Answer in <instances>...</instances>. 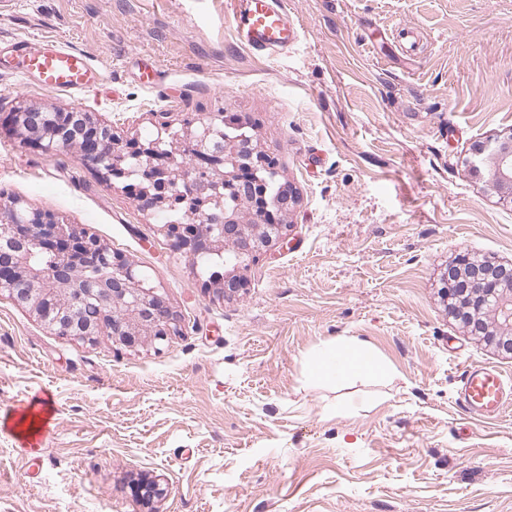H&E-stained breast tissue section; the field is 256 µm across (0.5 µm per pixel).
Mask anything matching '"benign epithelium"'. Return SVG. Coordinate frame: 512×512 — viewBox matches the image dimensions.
<instances>
[{"mask_svg":"<svg viewBox=\"0 0 512 512\" xmlns=\"http://www.w3.org/2000/svg\"><path fill=\"white\" fill-rule=\"evenodd\" d=\"M84 122V138L96 143L87 147L81 158L112 177V167L97 147L102 131L92 116L79 113ZM59 115L35 112L21 106L0 120V129L24 136L35 147L48 150L68 149L69 136L56 130ZM199 132L187 129L168 143L166 154L194 155L201 169L210 173L211 188L219 197H234L245 202L256 216L251 224L242 220L241 208L224 210V223L201 222L187 231H162L174 239L178 251L196 256L221 254L231 248L237 254L234 268L219 282L222 295H231L245 284L241 271L249 262L267 255L288 242L290 225L283 217L298 202L296 192L287 182L280 184L273 201L258 191L257 173L274 164V159L256 148L248 163L241 162L236 141H226L224 151L193 153ZM163 138L143 143L129 140L132 151L147 160L153 171L150 180L169 189L165 170L153 164ZM472 173L485 178L500 200L512 204V130L478 141L470 159ZM39 248L56 256V266L39 270L29 264L30 249ZM99 275H86L89 269ZM0 292L27 307L46 328L60 336L93 341L107 336L112 344L133 347L146 340L161 343L179 332V319L158 287L147 284L130 263L112 254V250L89 233L65 224L49 210H30L18 198L0 203ZM444 293L449 310L460 323L474 330L486 343L512 354V261L474 262L458 254L448 266ZM145 503L164 496L160 484L152 482L136 489Z\"/></svg>","mask_w":512,"mask_h":512,"instance_id":"1","label":"benign epithelium"}]
</instances>
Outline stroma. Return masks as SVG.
Segmentation results:
<instances>
[{"mask_svg":"<svg viewBox=\"0 0 512 512\" xmlns=\"http://www.w3.org/2000/svg\"><path fill=\"white\" fill-rule=\"evenodd\" d=\"M267 58L232 0H9L0 41L52 37L103 83L48 92L0 65V115L79 109L123 139L156 114H237L298 196L286 248L222 296L122 181L0 135V192L147 274L181 332L132 348L50 332L0 294V512H512V409L457 403L512 355L441 296L462 252L512 261V206L468 161L512 129V0H283ZM368 341L382 380H305L323 342ZM157 479L163 500L136 487ZM232 16L239 42L267 57L297 40V26L281 0H234ZM511 395L495 369L481 364H469L464 369L458 401L470 415L495 419L510 408Z\"/></svg>","mask_w":512,"mask_h":512,"instance_id":"stroma-1","label":"stroma"}]
</instances>
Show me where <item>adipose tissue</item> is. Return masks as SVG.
<instances>
[{
    "label": "adipose tissue",
    "instance_id": "obj_1",
    "mask_svg": "<svg viewBox=\"0 0 512 512\" xmlns=\"http://www.w3.org/2000/svg\"><path fill=\"white\" fill-rule=\"evenodd\" d=\"M387 370L363 339L350 337L326 342L307 362L306 379L315 385H333L351 377L377 378Z\"/></svg>",
    "mask_w": 512,
    "mask_h": 512
}]
</instances>
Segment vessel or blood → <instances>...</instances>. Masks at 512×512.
<instances>
[{"mask_svg": "<svg viewBox=\"0 0 512 512\" xmlns=\"http://www.w3.org/2000/svg\"><path fill=\"white\" fill-rule=\"evenodd\" d=\"M232 16L239 42L268 57L286 51L298 36L282 0H233ZM12 48L15 72L41 89L83 93L104 79L102 71L83 52L58 40L23 39ZM458 401L470 415L494 419L512 408V391L495 369L471 364L463 371Z\"/></svg>", "mask_w": 512, "mask_h": 512, "instance_id": "obj_1", "label": "vessel or blood"}]
</instances>
